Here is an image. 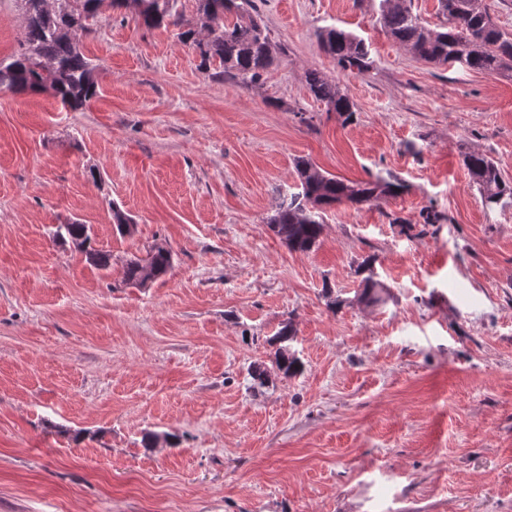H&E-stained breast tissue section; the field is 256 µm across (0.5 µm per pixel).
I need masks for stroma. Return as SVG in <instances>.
I'll return each mask as SVG.
<instances>
[{"mask_svg":"<svg viewBox=\"0 0 512 512\" xmlns=\"http://www.w3.org/2000/svg\"><path fill=\"white\" fill-rule=\"evenodd\" d=\"M253 8L275 56L253 83L122 8L81 38L83 110L0 90V512H512V202L486 207L463 165L512 183V70L418 60L379 0ZM328 26L365 40L368 71L320 50ZM299 156L407 190L328 209L294 252L268 221ZM74 220L110 270L56 238ZM158 244L170 272L124 283ZM289 321L303 372L253 392ZM307 84L310 94L324 104L326 111L336 112L344 118L345 124L353 121L356 112L354 103L336 84L317 71L308 73Z\"/></svg>","mask_w":512,"mask_h":512,"instance_id":"stroma-1","label":"stroma"}]
</instances>
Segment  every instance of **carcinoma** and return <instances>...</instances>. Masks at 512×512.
<instances>
[{"mask_svg": "<svg viewBox=\"0 0 512 512\" xmlns=\"http://www.w3.org/2000/svg\"><path fill=\"white\" fill-rule=\"evenodd\" d=\"M44 7L24 15L25 27L19 49L0 58V87L12 92L50 91L72 110L83 108L98 95L95 66L79 45V34H87L105 18L104 10L131 8L138 24L146 28L174 26L177 37L192 46L200 57V67L208 70L219 64L223 72L240 83H252L274 62L268 31L259 16L250 13L252 0H195V16L189 18L174 8L175 0H71L69 9L55 0H43ZM380 24L394 41L408 48L419 60L445 65L455 55L473 70L496 72L512 63V37L502 32L476 0H439L445 18L441 29H429L412 11L409 0H380ZM81 33H76L75 29ZM320 49L337 67L351 73H364L370 67L369 46L355 34L337 27L318 33ZM308 90L324 104L326 111L354 119L355 107L347 94L317 71L308 73ZM464 166L488 206L512 198V186L502 179L496 162L479 153L463 158ZM299 179L297 191L280 194L269 229L292 251L309 252L322 232L324 211L336 204L366 205L402 194L406 185L379 175L367 180L349 181L321 172L310 159H295ZM112 220L121 234L134 229L133 219L112 207ZM65 237L85 253L95 267L107 270L110 254L90 250V227L66 225ZM369 257L360 265L367 273L361 298L377 300L380 283L374 280ZM173 263L171 252L155 246L146 256L126 263L124 280L138 287L166 275ZM296 331L285 323L274 336L277 348L272 368L254 365L253 385L263 388L272 383L271 372L285 377L302 373L303 363L292 348Z\"/></svg>", "mask_w": 512, "mask_h": 512, "instance_id": "carcinoma-1", "label": "carcinoma"}]
</instances>
